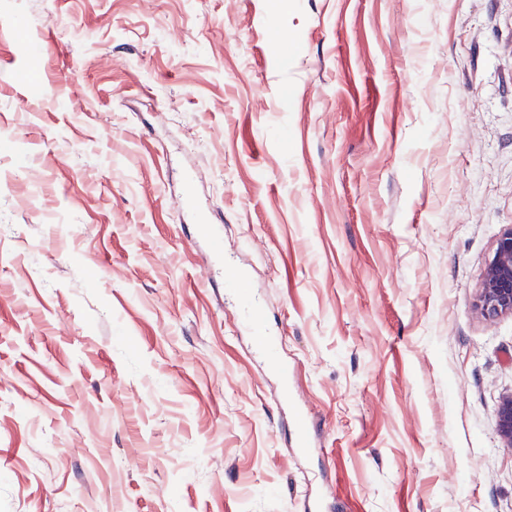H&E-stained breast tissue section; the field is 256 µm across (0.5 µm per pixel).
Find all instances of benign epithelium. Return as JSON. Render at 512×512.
<instances>
[{
	"label": "benign epithelium",
	"instance_id": "benign-epithelium-1",
	"mask_svg": "<svg viewBox=\"0 0 512 512\" xmlns=\"http://www.w3.org/2000/svg\"><path fill=\"white\" fill-rule=\"evenodd\" d=\"M474 310L489 322L512 316V226L500 234L486 263ZM496 434L501 447L512 450V393L499 401Z\"/></svg>",
	"mask_w": 512,
	"mask_h": 512
}]
</instances>
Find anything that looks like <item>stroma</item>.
<instances>
[{
	"instance_id": "1",
	"label": "stroma",
	"mask_w": 512,
	"mask_h": 512,
	"mask_svg": "<svg viewBox=\"0 0 512 512\" xmlns=\"http://www.w3.org/2000/svg\"><path fill=\"white\" fill-rule=\"evenodd\" d=\"M2 144L0 512H512V0H0ZM473 306L485 321L512 316V226L504 229L496 241ZM496 434L501 447L512 450V393L502 395L499 401Z\"/></svg>"
}]
</instances>
